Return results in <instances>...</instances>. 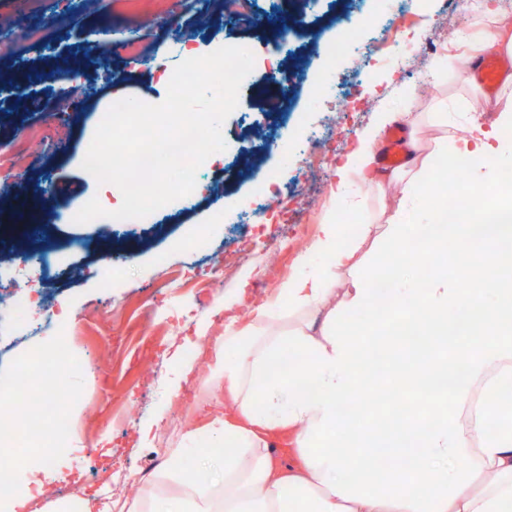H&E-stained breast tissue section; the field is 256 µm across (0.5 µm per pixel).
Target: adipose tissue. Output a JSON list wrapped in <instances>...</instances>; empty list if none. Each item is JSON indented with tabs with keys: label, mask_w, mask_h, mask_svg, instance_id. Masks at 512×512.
I'll list each match as a JSON object with an SVG mask.
<instances>
[{
	"label": "adipose tissue",
	"mask_w": 512,
	"mask_h": 512,
	"mask_svg": "<svg viewBox=\"0 0 512 512\" xmlns=\"http://www.w3.org/2000/svg\"><path fill=\"white\" fill-rule=\"evenodd\" d=\"M378 113L339 168L336 197L346 202L351 167L370 164ZM512 105L496 125L455 140L474 193L469 217L454 224H391L372 241L368 224L326 216L278 298L298 316L294 331L271 330L268 309L244 329L224 327L229 355L211 369L224 384V413L210 424L223 473L186 477L176 512H512V224L484 207V195L512 149ZM446 266L419 280L417 269ZM351 287H338L342 272ZM357 312L356 322L341 311ZM421 335L403 347L392 318ZM389 383L394 397L423 389L417 415L390 406L344 423L342 405ZM0 453L33 478L0 492V512H25L49 466L32 454Z\"/></svg>",
	"instance_id": "ef3b65f1"
}]
</instances>
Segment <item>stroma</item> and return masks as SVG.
<instances>
[{"label": "stroma", "mask_w": 512, "mask_h": 512, "mask_svg": "<svg viewBox=\"0 0 512 512\" xmlns=\"http://www.w3.org/2000/svg\"><path fill=\"white\" fill-rule=\"evenodd\" d=\"M69 2L42 0L37 21L44 42L0 55L1 144L45 128L55 114L67 115L71 124L67 141L30 140L26 177L7 186L21 201L53 193L58 204L69 205L97 193L98 182L82 162L99 109L113 97L164 101L167 89L157 72L113 54V43L125 42L129 33H136L146 56L163 58L170 70L181 61L172 51L177 26L193 33L201 54L230 44L255 56L222 127V159L201 165L189 199L164 205L149 220L51 224L52 273L26 270L57 324L36 334L25 319L0 333L6 347L1 375L29 365L35 352L52 357L62 344L75 366L67 381L75 395L66 408L68 429L26 439V449L45 440L59 450L54 479L30 512H83L84 498L103 485L112 496L97 512H122L145 449L168 451L187 436L196 448L211 442L210 414L224 403V385L211 378L210 368L224 351L225 303L272 307L275 332L287 334L297 317L279 304L278 289L327 212L355 224L418 223L411 178L398 167L380 165L375 173L401 185L402 193L376 192L358 178L350 206L336 205V168L378 112L401 113L396 126L403 139H416L431 184L441 188L443 200L457 196L464 183L449 180L450 157L435 154L436 142L475 122L494 123L512 89L499 83L475 100L465 70L439 61L468 51L466 35L480 14L491 10L512 21V10L503 0H476L465 14L454 11L452 0H353L349 24L359 28L373 14L377 27L346 45L333 69L311 44L335 39L336 0L306 8L302 27L284 44L268 27L238 24L221 0H201L189 10L172 9L171 0H96L93 9L59 22ZM56 62L67 68L62 79L16 80L18 73ZM326 68L336 93L350 95V112L337 111L332 99L310 108L313 76ZM267 182L277 184V197L259 198L257 188ZM240 248L243 258L223 281H213V262ZM105 267L112 270L108 288L100 281ZM185 345L199 350L196 363L180 357Z\"/></svg>", "instance_id": "35a3bbf8"}]
</instances>
